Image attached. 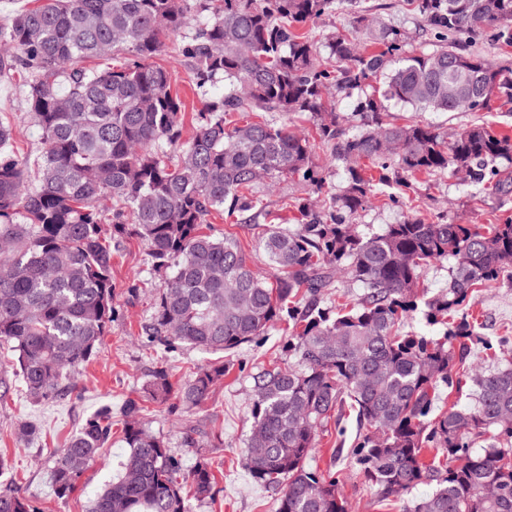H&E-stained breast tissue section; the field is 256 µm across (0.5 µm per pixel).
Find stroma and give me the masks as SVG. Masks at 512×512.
Listing matches in <instances>:
<instances>
[{
  "instance_id": "stroma-1",
  "label": "stroma",
  "mask_w": 512,
  "mask_h": 512,
  "mask_svg": "<svg viewBox=\"0 0 512 512\" xmlns=\"http://www.w3.org/2000/svg\"><path fill=\"white\" fill-rule=\"evenodd\" d=\"M361 16L373 29L388 24L399 27L405 52L429 54L443 46L411 0H357L342 12L323 15L304 26V33L320 49V60L328 58L327 40L337 30L355 28ZM155 61L176 71L172 89L186 105L183 134L191 136L196 113L206 100L223 96L224 81L218 78L205 87H197L191 70L169 49L156 56ZM383 119L393 123L419 121L436 127L448 137L470 124L482 122L495 132L512 134V112L504 109L416 112L392 103ZM0 120L12 125L21 152L38 153L40 131L29 119L17 86L0 84ZM313 160L325 177L322 189H314L291 177L261 184L258 196L262 215L258 223L239 224L221 212L209 217V231L218 238L224 232L233 233L257 267L268 270V260L258 247L265 229L273 224L293 226L298 217L295 202L305 198L318 204L341 194L346 185L345 168L333 160L329 145L316 143ZM413 214L430 222L442 219L458 224H501L512 218V193L476 194L458 175L448 170L438 171L419 175L411 190L396 200L375 196L350 222L360 233L370 236ZM160 281L148 263L144 243L136 237L123 239L120 247L112 252L115 317L98 353L85 368L70 377L71 390L61 399L38 404L29 400L15 376L16 353L10 344L0 342V457L15 466L20 476L19 489L36 512H88L96 493L111 481L113 469L126 452L124 443L115 438L106 444L67 499L55 496L51 471L66 440L80 429L86 418L106 405L120 408L129 399L143 404L141 423L151 433L161 436L172 452L181 457L184 466L193 465L201 454L186 446V434L193 429L207 433L209 446L202 454L212 462L218 484L214 497L192 501V512H276V494L257 484L245 467V439L251 423L253 376L262 365L281 356V348L288 339L286 324L275 322L259 342L243 345L231 354H212L190 347L171 353L173 386H181L197 367L206 364L225 366L226 374L201 406L175 408L168 402L149 401L147 386L160 354L144 346L141 327L154 312ZM469 312L484 340L495 344L504 338L512 339V283L503 280L476 286ZM25 423L36 424L40 432L22 444L17 440V433ZM344 423L345 444H338L335 430L321 434L309 465L318 472L336 475L349 512H405L414 502L432 493V485L420 484L389 504L379 505L373 485L352 461L356 419L349 416Z\"/></svg>"
}]
</instances>
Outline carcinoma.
<instances>
[{
    "label": "carcinoma",
    "mask_w": 512,
    "mask_h": 512,
    "mask_svg": "<svg viewBox=\"0 0 512 512\" xmlns=\"http://www.w3.org/2000/svg\"><path fill=\"white\" fill-rule=\"evenodd\" d=\"M209 17L192 25L190 0H26L0 26V80L22 78L28 116L41 132L34 158L18 155L10 125L0 121V339L18 353L16 370L36 403L62 395L66 375L94 357L115 315L112 248L136 236L152 270L161 273L148 343L173 350L234 352L288 315L282 352L298 366L273 364L253 376L246 468L278 495L277 512H349L336 477L309 467L319 430L343 412L361 430L352 449L376 489L377 502L427 483L433 493L411 512H512V360L469 375L473 403L433 414L437 388L453 380L459 342L486 345L466 319L440 338L414 336L400 325L417 311L423 268L448 258V289L427 304V321L463 310L471 290L512 273V220L483 231L473 224L408 216L370 237L348 218L375 186H408L407 176L462 171L469 184L509 192L512 137L482 124L447 140L422 122L385 123V103L416 111L452 112L448 83L471 94V112L512 102V65L466 49L485 32L512 47V0H417L426 24L454 41L431 54L401 53L400 30L386 28L382 50L358 31L329 43L335 69L296 27L350 0H206ZM180 48L197 85L224 76L228 91L197 114L183 136V112L172 93L173 70L151 63L167 39L188 28ZM459 68L448 69V58ZM380 86H375L378 79ZM359 91L348 130L329 85ZM311 114L333 158L350 166L351 183L327 212L296 204L301 222L260 238L276 275L257 270L231 233L204 232L206 217L228 207L245 224L255 202L243 191L261 179L296 176L320 187L310 137L288 125L231 124L243 111ZM179 149L172 159L168 148ZM380 166L366 179L358 164ZM112 202L103 223L98 201ZM365 289L336 314L323 306L335 274ZM200 367L179 387L185 407L203 404L224 377ZM165 367L153 372L149 395L169 399ZM127 452L91 502L90 512H190L183 483L199 501L214 495L210 463L183 465L160 437L123 422ZM489 440L476 451L472 437ZM112 437V408L85 420L58 457L54 494L63 499ZM0 512H33L15 488H0Z\"/></svg>",
    "instance_id": "obj_1"
}]
</instances>
